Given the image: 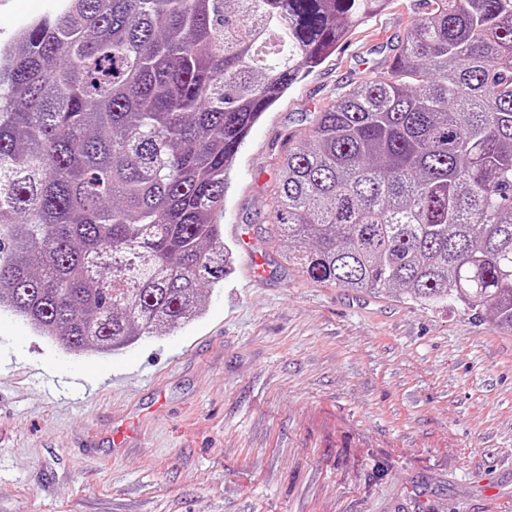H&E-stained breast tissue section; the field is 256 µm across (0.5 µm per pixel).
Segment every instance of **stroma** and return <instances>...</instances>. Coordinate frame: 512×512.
Masks as SVG:
<instances>
[{"instance_id":"35a3bbf8","label":"stroma","mask_w":512,"mask_h":512,"mask_svg":"<svg viewBox=\"0 0 512 512\" xmlns=\"http://www.w3.org/2000/svg\"><path fill=\"white\" fill-rule=\"evenodd\" d=\"M414 9L391 0L252 127L232 271L194 321L100 354L0 309V512H512V334L310 282L271 222L281 156L391 64Z\"/></svg>"}]
</instances>
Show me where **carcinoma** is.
Listing matches in <instances>:
<instances>
[{"mask_svg":"<svg viewBox=\"0 0 512 512\" xmlns=\"http://www.w3.org/2000/svg\"><path fill=\"white\" fill-rule=\"evenodd\" d=\"M389 0H65L0 46V307L112 352L201 314L250 129ZM314 113L271 221L313 283L512 333V0H415Z\"/></svg>","mask_w":512,"mask_h":512,"instance_id":"cac0c4a2","label":"carcinoma"}]
</instances>
